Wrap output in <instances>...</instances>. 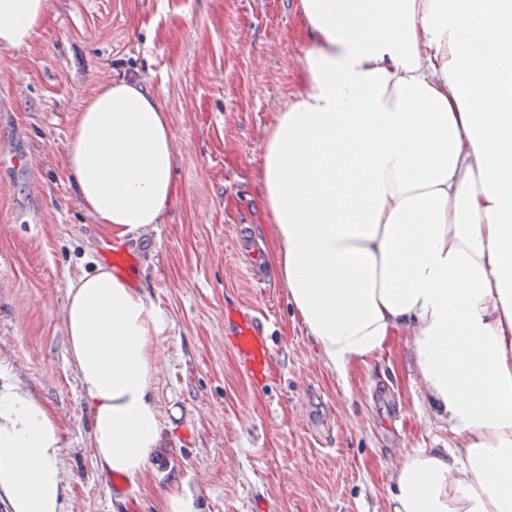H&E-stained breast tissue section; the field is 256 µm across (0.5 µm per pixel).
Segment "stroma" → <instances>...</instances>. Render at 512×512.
I'll use <instances>...</instances> for the list:
<instances>
[{"mask_svg":"<svg viewBox=\"0 0 512 512\" xmlns=\"http://www.w3.org/2000/svg\"><path fill=\"white\" fill-rule=\"evenodd\" d=\"M298 0H54L27 48H0V362L63 430V512H154L187 488L200 512H392L390 474L408 448H449L411 350L398 343L339 377L293 318L265 259L239 249L268 233L259 175L278 112L300 90L308 38ZM140 77L164 102L180 188L162 224L127 235L128 275L169 318L160 454L119 495L92 448V412L68 361L66 278L106 235L79 205L66 144L81 103ZM40 184L30 191L28 169ZM261 319L273 356L254 389L231 348L232 311Z\"/></svg>","mask_w":512,"mask_h":512,"instance_id":"1","label":"stroma"}]
</instances>
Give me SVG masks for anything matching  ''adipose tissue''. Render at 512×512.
Here are the masks:
<instances>
[{
    "mask_svg": "<svg viewBox=\"0 0 512 512\" xmlns=\"http://www.w3.org/2000/svg\"><path fill=\"white\" fill-rule=\"evenodd\" d=\"M52 9L0 0V47H28ZM298 17L301 89L263 145L266 259L339 375L407 337L455 451H405L393 512H512V0H300ZM174 165L169 114L144 81L83 103L67 177L106 234L161 223ZM64 320L96 462L137 486L166 423L168 319L98 264L68 278ZM62 437L0 364L10 512H61Z\"/></svg>",
    "mask_w": 512,
    "mask_h": 512,
    "instance_id": "obj_1",
    "label": "adipose tissue"
}]
</instances>
